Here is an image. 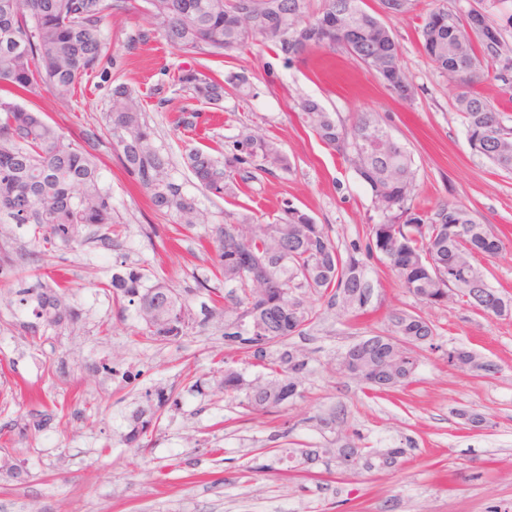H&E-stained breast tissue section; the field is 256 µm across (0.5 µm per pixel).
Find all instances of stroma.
<instances>
[{
    "mask_svg": "<svg viewBox=\"0 0 512 512\" xmlns=\"http://www.w3.org/2000/svg\"><path fill=\"white\" fill-rule=\"evenodd\" d=\"M364 6L394 33L412 100L391 96L341 49L290 61L257 41L213 58L177 51L157 35L131 50L129 34L149 26L135 10L108 26L114 79L142 102L171 179L211 224L228 213L265 224L291 206L328 225L342 252L365 248L381 217L355 168L303 124L294 105L317 100L346 123L374 113L412 155L415 207L464 205L503 241L499 256L477 263L493 288L512 294V173L471 150L458 90L421 48L417 28L431 0H415L400 16L385 14L381 0ZM189 69L245 75L253 94L227 91L223 111L201 107L196 128L179 127L192 103L173 78ZM31 105L76 135L111 110L112 89L91 78L67 105L47 90ZM249 129L276 142L288 170L221 198L202 190L183 163L186 147L218 158ZM98 157L122 223L118 235L91 227L81 248L57 250L35 241L32 226L0 224V247L11 258L0 272V512H512V317L486 316L457 296L421 306L388 267L367 258L374 292L366 313L346 317L310 297L318 318L286 342L310 359L297 397L269 413L247 411L215 387L222 364L248 381L262 369L226 345L223 318L208 315L210 291L223 285L214 247L203 244L201 228L153 208L114 145L103 144ZM132 269L144 286L161 281L187 297L193 323L183 334L145 340L134 307L114 303L113 274ZM38 279L65 280L78 321L46 327L35 303H19L17 290ZM394 310L422 311L436 327L435 346L423 348L408 386L377 393L341 374L339 361L361 338L386 334ZM455 347L476 351L496 372L476 376L450 365ZM161 392L167 404H159ZM461 409L483 414L484 429H466ZM140 413L150 422L142 452L122 439ZM324 418L329 426H321ZM353 446L400 447L405 461L352 475L336 451ZM303 448L316 458H302Z\"/></svg>",
    "mask_w": 512,
    "mask_h": 512,
    "instance_id": "35a3bbf8",
    "label": "stroma"
}]
</instances>
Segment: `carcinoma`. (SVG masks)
<instances>
[{
  "instance_id": "carcinoma-1",
  "label": "carcinoma",
  "mask_w": 512,
  "mask_h": 512,
  "mask_svg": "<svg viewBox=\"0 0 512 512\" xmlns=\"http://www.w3.org/2000/svg\"><path fill=\"white\" fill-rule=\"evenodd\" d=\"M138 1L151 28L128 37L131 49L157 33L177 50L208 57H222L257 38L273 43L290 60L341 46L398 99H404L410 84L392 31L362 7V0H322L316 13L309 12L310 0H250L247 12L235 0H0V83L7 85L0 94V224H32L42 241L57 249L81 245L80 232L89 225L120 224L95 154L105 135L157 210L174 214L188 227L208 223L195 198L172 182L169 160L154 145L155 129L129 87L116 85L112 97L119 105L105 113L102 127L87 128L78 138L18 102L22 96H40L46 86L67 104L84 77L112 81L108 23L137 8ZM434 2L418 29L423 50L459 88L457 107L471 149L512 172V115L477 90L490 79L502 100L512 103L508 70L499 65L512 55L504 36L512 28V14L499 12L502 0H482L483 7L467 11ZM178 83L188 99L215 109L222 107L225 84L245 96L252 90L244 75L224 82L196 70L184 71ZM296 108L320 141L351 161L370 188L381 221L372 226L367 254H381L401 286L427 306H442L458 295L488 316H512V295L492 288L473 263L477 255H498L500 239L455 204L445 202L432 211L414 207L411 154L372 113L360 112L347 125L315 100L303 98ZM183 163L217 197L234 193L239 179L253 181L272 166L288 168V158L272 140L252 133L236 139L221 160L190 148ZM208 236L224 284L233 285L223 294L211 290L224 300V342L267 370L246 383L226 367L219 389L249 411L268 412L297 394V379L308 367V358L296 350L271 353L288 337L302 334L316 317L302 295H315L327 308L353 314L366 309L373 284L358 250L342 255L326 225L293 207L269 224H252L229 213ZM143 277L138 270L113 277V299L136 306L148 340L183 333L190 323L186 299L160 282L143 287ZM54 287L38 280L16 294L21 303L36 299L37 315L49 326L75 321L78 313L66 302L68 287L58 282ZM389 324L387 335L361 339L341 359L347 374L380 391L408 383L418 365V349L435 336V326L418 311H395ZM448 363L477 376L495 369L458 348L448 351ZM404 454L402 448L339 450L343 468L352 474L395 468Z\"/></svg>"
}]
</instances>
